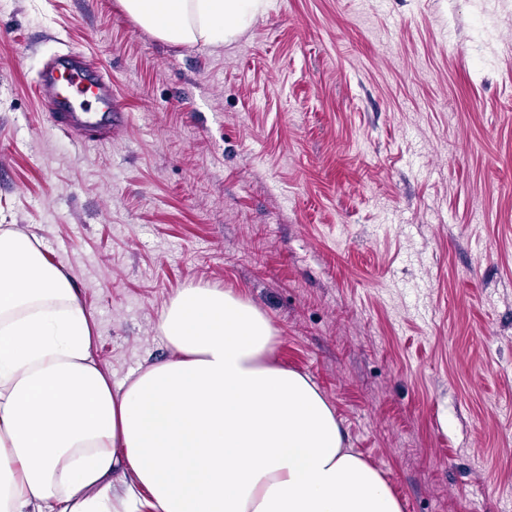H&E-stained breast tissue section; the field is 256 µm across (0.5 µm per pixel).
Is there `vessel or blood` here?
<instances>
[{"label": "vessel or blood", "instance_id": "b4317fda", "mask_svg": "<svg viewBox=\"0 0 512 512\" xmlns=\"http://www.w3.org/2000/svg\"><path fill=\"white\" fill-rule=\"evenodd\" d=\"M45 111L62 129L117 131L124 115L112 101L111 78L93 59L71 49L50 58L33 86Z\"/></svg>", "mask_w": 512, "mask_h": 512}]
</instances>
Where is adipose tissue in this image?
<instances>
[{"mask_svg":"<svg viewBox=\"0 0 512 512\" xmlns=\"http://www.w3.org/2000/svg\"><path fill=\"white\" fill-rule=\"evenodd\" d=\"M121 2L175 43L229 40L259 6ZM157 333L171 357L112 383L70 275L0 229V512H402L257 308L189 286Z\"/></svg>","mask_w":512,"mask_h":512,"instance_id":"adipose-tissue-1","label":"adipose tissue"}]
</instances>
